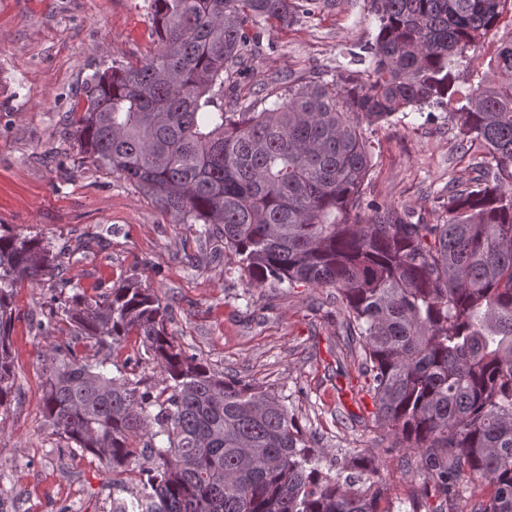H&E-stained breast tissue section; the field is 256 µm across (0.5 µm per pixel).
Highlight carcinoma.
I'll return each instance as SVG.
<instances>
[{"instance_id":"cac0c4a2","label":"carcinoma","mask_w":512,"mask_h":512,"mask_svg":"<svg viewBox=\"0 0 512 512\" xmlns=\"http://www.w3.org/2000/svg\"><path fill=\"white\" fill-rule=\"evenodd\" d=\"M337 0H150L157 37L139 65L94 73L69 138L86 161L134 183L198 238L224 240L250 288L336 291L376 406L417 451L422 490L394 500L374 455L336 474L285 398L213 370L168 330L169 304L132 275L104 295L52 297L75 339L113 350L134 335L164 387L140 390L53 349L42 412L75 449L135 486L112 512H422L432 492L485 483L471 512H512V38L496 80L461 91L452 62L503 22L506 0H366L378 22L363 71L274 86L263 108L224 111L267 30ZM448 111L495 168L448 189L441 223L367 197L363 125ZM46 240L0 233V408L15 382L14 289L54 276Z\"/></svg>"}]
</instances>
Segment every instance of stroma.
I'll return each instance as SVG.
<instances>
[{
	"label": "stroma",
	"mask_w": 512,
	"mask_h": 512,
	"mask_svg": "<svg viewBox=\"0 0 512 512\" xmlns=\"http://www.w3.org/2000/svg\"><path fill=\"white\" fill-rule=\"evenodd\" d=\"M377 21L365 0H342L288 29L265 34L259 76L282 79L327 70L351 45L372 39ZM502 25L467 51L455 72L461 87L492 79ZM156 44L148 0H0V225L36 235L63 252V277L95 296L138 275L171 307L169 330L215 371L287 398L303 431L324 450L321 467L352 450L372 451L392 497L404 499L420 476L374 421L372 394L328 290L245 289L235 256L194 265L197 227L180 224L134 184L81 159L60 137L65 115L96 71L140 63ZM372 154L367 194L440 221L438 197L472 176L479 148L463 149L442 109L395 116L366 127ZM57 278L14 292V394L0 408V512H111L112 472L72 452L41 411L54 345L70 341L66 322L49 336Z\"/></svg>",
	"instance_id": "35a3bbf8"
}]
</instances>
